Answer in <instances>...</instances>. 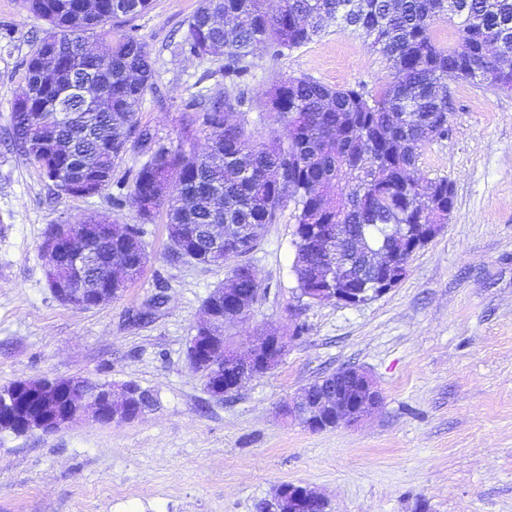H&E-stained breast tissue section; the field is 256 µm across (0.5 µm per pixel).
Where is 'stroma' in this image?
Masks as SVG:
<instances>
[{
  "instance_id": "stroma-1",
  "label": "stroma",
  "mask_w": 512,
  "mask_h": 512,
  "mask_svg": "<svg viewBox=\"0 0 512 512\" xmlns=\"http://www.w3.org/2000/svg\"><path fill=\"white\" fill-rule=\"evenodd\" d=\"M197 6L153 0L126 25L146 45L158 89L137 121L171 146L186 103L224 90L223 57L182 51ZM47 29L24 0H0V387L34 376L131 381L157 404L120 425L0 434V512H259L284 483L314 489L329 512H512V94L449 83L448 136L419 170L448 178L454 206L395 288L357 305L298 300L291 212L265 227L249 256L261 298L224 334L243 353L275 331L286 352L217 399L186 348L228 270L169 262L165 216L146 225V272L119 298L82 310L48 287L39 244L49 225L137 217L114 210L108 190L58 194L13 142L24 64ZM251 73L252 97L289 74L371 90L390 78L361 36L332 27L285 56L257 53ZM345 367L377 384L375 413L321 432L283 414L303 386Z\"/></svg>"
}]
</instances>
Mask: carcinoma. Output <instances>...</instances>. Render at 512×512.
Instances as JSON below:
<instances>
[{"label":"carcinoma","instance_id":"1","mask_svg":"<svg viewBox=\"0 0 512 512\" xmlns=\"http://www.w3.org/2000/svg\"><path fill=\"white\" fill-rule=\"evenodd\" d=\"M85 3L27 0L50 30L25 62L27 93L16 97L11 116L15 145L63 195L82 196L85 175L101 172L100 190L121 189L113 208H133L143 224L165 213L170 261L229 268L228 283L206 297L211 303H224L226 288L254 301L259 284L246 257L258 230L277 223L289 205L300 295L325 286L332 258L314 247L321 237L314 229L325 224L337 226L331 251L344 257L333 281L359 275L382 253L397 257L395 276L403 280L409 235L420 224L448 223L454 205L448 179L426 180L418 169L425 149L448 137V82L512 92V67L497 68L487 54L501 40L512 51V0H199L182 48L195 57L224 56V93L188 105L200 115L187 120L172 148L137 122L153 90L152 69L146 45L121 31L152 0H94L92 11ZM441 19L458 20L453 47L434 37ZM328 22L363 36L389 63L391 80L369 91L285 75L247 96L256 51L284 56ZM99 38L110 40L102 55L89 49ZM87 73L100 89L96 97L62 95ZM253 101L281 125V135L256 142L244 111ZM200 131L210 140L203 153L193 143ZM129 150L147 160L124 193L112 174ZM207 224L231 228L223 245L205 241ZM142 236L131 225L121 239H101L86 287L139 280L146 268Z\"/></svg>","mask_w":512,"mask_h":512}]
</instances>
